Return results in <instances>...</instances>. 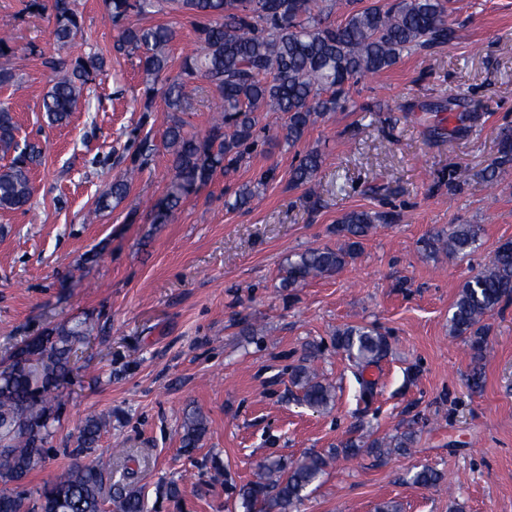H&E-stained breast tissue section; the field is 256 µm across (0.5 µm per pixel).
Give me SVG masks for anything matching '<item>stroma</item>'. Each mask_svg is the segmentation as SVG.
<instances>
[{
    "label": "stroma",
    "instance_id": "35a3bbf8",
    "mask_svg": "<svg viewBox=\"0 0 512 512\" xmlns=\"http://www.w3.org/2000/svg\"><path fill=\"white\" fill-rule=\"evenodd\" d=\"M28 2L0 0V31L31 51L16 80L0 84V105L15 115L17 140L42 149L29 204L0 209V363L46 328L85 318L96 325L58 391L59 422L30 489L70 463L91 415L109 421L100 451H122L112 460L113 487L134 470L145 512H239V490L266 458L294 461L368 433L412 429L411 454L338 460L300 512H376L389 501L400 512H512V302L485 321L479 390L468 384V342L449 328L462 284L512 241V168L495 186L482 178L498 131L512 127V0H451L453 42L359 82L357 110L328 115L298 148L270 133L248 163L216 174L165 224L151 223L145 209L173 176L161 148L165 106L144 111L139 61L114 49L120 26L102 0H74L83 36L62 50L48 16ZM128 22L175 27L172 67L196 48L186 16ZM91 51L106 65L86 103L66 124L48 126L41 100L59 76L48 60ZM457 92L471 115L463 126L436 114ZM134 130L157 144L152 162L119 207L86 221L129 166ZM312 147L325 163L311 196L290 173ZM270 167L275 180L250 205L225 208L227 193ZM357 209L395 221L378 225L339 273L282 287L287 259L336 247L337 220ZM451 224L479 225L477 250L426 257L421 240ZM347 325L377 326L388 356L354 368L333 340ZM310 356L336 388L326 410L302 404L292 381ZM192 410L207 432L187 448L183 414ZM424 465L439 482L411 483V470Z\"/></svg>",
    "mask_w": 512,
    "mask_h": 512
}]
</instances>
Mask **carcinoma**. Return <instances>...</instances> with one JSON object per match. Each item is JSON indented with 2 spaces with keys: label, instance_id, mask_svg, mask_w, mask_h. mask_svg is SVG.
<instances>
[{
  "label": "carcinoma",
  "instance_id": "obj_1",
  "mask_svg": "<svg viewBox=\"0 0 512 512\" xmlns=\"http://www.w3.org/2000/svg\"><path fill=\"white\" fill-rule=\"evenodd\" d=\"M113 23L131 15H146L166 6L173 12L198 18L195 27L199 49L179 65L178 73L157 84L169 70L168 48L176 37L167 24L122 28L115 49L139 59L145 75V108L159 98L167 112L164 132L173 177L165 195L149 207L154 224H166L181 203L218 172L240 166L257 149L266 127L260 113L281 112L285 117L280 136L291 148L302 142L318 119L341 112L351 102V89L369 75L393 67L405 53L412 54L451 42L456 32L449 23L447 0H386L381 5L354 9L340 22L331 20L336 0H104ZM29 7L51 10L53 35L60 45L73 42L81 24L72 0H30ZM28 54L0 63V84L15 78V63ZM105 65L97 53L80 56L45 93L42 112L48 123L62 125L85 99L90 84ZM204 79L224 98V113L201 137L185 131L189 100ZM10 109L0 107V155L12 156L0 168V209L15 210L31 197L29 167L40 161L36 144L19 145ZM155 145L145 137L136 144L131 165L101 193L95 212L110 211L125 200L136 173L149 164ZM323 164L322 155L305 151L291 171L296 186L312 183ZM512 164V128L498 133V155L483 172L492 185L502 169ZM255 190L239 187L224 200L230 209L250 204ZM394 215L352 210L336 224L343 239L336 248H311L288 260L282 287L339 272L362 248V240L378 224H390ZM479 227L456 224L447 234L437 232L422 240L429 256L461 254L476 248ZM512 301V242L502 244L488 264L466 280L453 303V335L468 339L475 362L469 381L480 387V364L486 357L484 319ZM94 331L87 321L60 325L34 336L12 352L11 362L0 370V512H102L112 500V464L93 454L108 420L86 418L77 436V448L67 468L32 491L28 477L45 460L44 448L58 422L55 391L71 370L76 345ZM336 348L361 369L378 364L389 350L387 337L375 327L336 329ZM293 383L301 401L320 410L334 401L332 387L317 379L307 365L297 367ZM206 433L205 418L188 412L183 420V447H194ZM416 441L412 430L387 438L348 439L329 455L307 453L285 464L268 459L259 465L256 479L241 490V512H294L305 492L318 482L333 459H353L366 453L377 459L410 453ZM119 512H144L141 493L130 490L118 504Z\"/></svg>",
  "mask_w": 512,
  "mask_h": 512
}]
</instances>
